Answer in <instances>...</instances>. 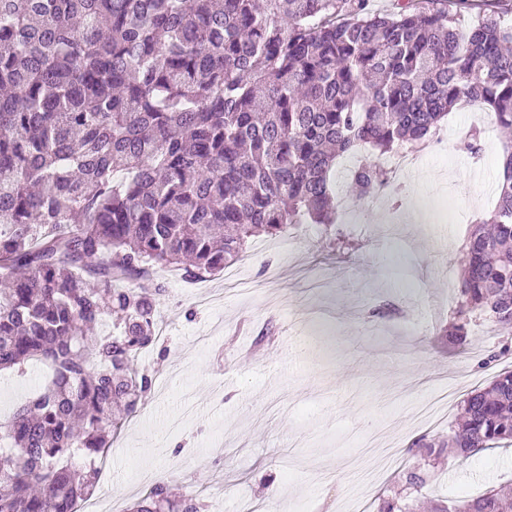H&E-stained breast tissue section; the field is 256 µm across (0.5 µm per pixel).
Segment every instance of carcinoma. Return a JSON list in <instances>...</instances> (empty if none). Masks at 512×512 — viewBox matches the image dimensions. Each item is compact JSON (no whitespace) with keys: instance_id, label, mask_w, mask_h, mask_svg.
<instances>
[{"instance_id":"carcinoma-1","label":"carcinoma","mask_w":512,"mask_h":512,"mask_svg":"<svg viewBox=\"0 0 512 512\" xmlns=\"http://www.w3.org/2000/svg\"><path fill=\"white\" fill-rule=\"evenodd\" d=\"M0 0V370L50 379L0 424V512H76L117 412L152 386L138 353L165 292L250 238L337 224L333 171L364 150L349 192L392 187L379 158L426 144L463 101L512 132V25L469 30L448 0ZM495 209L463 246L460 304L512 328V150ZM127 283L118 288L116 284ZM115 332L99 333L104 320ZM512 444V371L463 400L448 447ZM152 484L130 512H203ZM444 512H512L491 488Z\"/></svg>"}]
</instances>
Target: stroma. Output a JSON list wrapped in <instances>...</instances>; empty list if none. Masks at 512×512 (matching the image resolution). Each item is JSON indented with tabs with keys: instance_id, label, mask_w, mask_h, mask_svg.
I'll return each instance as SVG.
<instances>
[{
	"instance_id": "1",
	"label": "stroma",
	"mask_w": 512,
	"mask_h": 512,
	"mask_svg": "<svg viewBox=\"0 0 512 512\" xmlns=\"http://www.w3.org/2000/svg\"><path fill=\"white\" fill-rule=\"evenodd\" d=\"M475 128L477 157L460 147ZM440 133L383 208L355 201L332 235L302 224L251 238L233 290L220 272L190 281L157 271L169 333L138 355L152 387L109 448L96 496L127 512L145 476L162 472L210 512H356L363 498L381 512L394 496L406 512H431L512 483V447L428 449L447 439L471 390L512 370V330L476 320L461 347L445 334L462 245L497 203L512 137L478 105L453 109ZM45 375L36 361L0 372V422ZM452 387L445 420L416 422L422 398ZM414 469L426 482L405 488Z\"/></svg>"
}]
</instances>
